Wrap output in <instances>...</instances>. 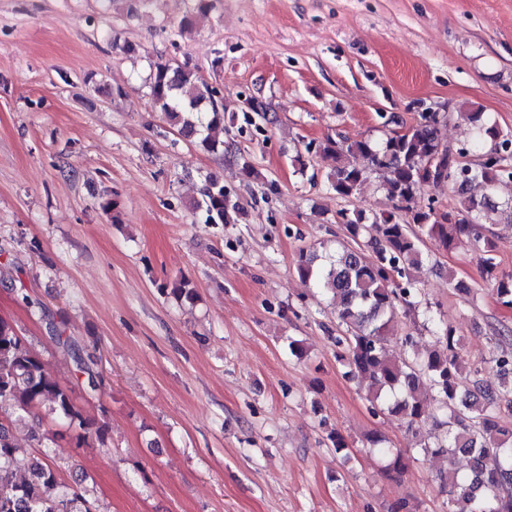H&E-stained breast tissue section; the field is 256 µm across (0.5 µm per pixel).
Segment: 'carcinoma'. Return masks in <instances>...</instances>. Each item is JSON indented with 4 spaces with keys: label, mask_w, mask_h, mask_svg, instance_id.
<instances>
[{
    "label": "carcinoma",
    "mask_w": 512,
    "mask_h": 512,
    "mask_svg": "<svg viewBox=\"0 0 512 512\" xmlns=\"http://www.w3.org/2000/svg\"><path fill=\"white\" fill-rule=\"evenodd\" d=\"M150 91L155 111L171 125L196 135L212 151L224 148V141L215 136L216 130L224 129V97L188 63L157 64ZM464 116L477 140L457 149L458 155L466 156L484 141L492 143L475 162L460 163L451 157L441 132L445 117L439 112L416 121L403 134L391 133L380 144L328 139L319 145L320 154L333 162L328 181L336 196L355 197L367 174L381 171V188L404 219L388 214L365 224L360 213L352 218L344 214L347 239L320 253L301 255L296 271L304 282L332 294L339 324L345 326L344 335L335 338L336 346L342 348L339 360L348 377L366 383L372 412L399 415L411 426L430 420L447 428L444 437L433 443L388 451L386 474L402 476L416 453L445 458L462 455L469 460L464 473L448 468L437 474L450 512H512V429L502 426L496 416L500 406L512 407V354L502 352L492 358L503 387L491 395L483 390L481 368H469L457 358L458 338L450 324L438 326L437 345L423 354L414 350L410 336L402 338L405 358L393 357L386 347L397 326L398 306L416 308L423 238L452 251L474 238L475 226L491 213H500L504 223L512 224V203L494 199L498 184L512 181V167L500 155L512 148V140L484 113L466 112ZM438 184L448 185L454 193L457 204L453 209L440 210L431 200L422 204L421 189ZM475 187L482 193H473ZM194 209L202 212L206 224H229L240 206L224 183L210 176ZM493 248L490 240L484 241L486 257L480 277L496 288L500 303L511 308L512 276L500 272ZM51 332L71 357L86 388L97 390L100 377L79 349L60 327L52 326ZM426 387L434 392L430 402L422 396ZM0 405L15 410V417L0 419V512H99L89 476L65 483L59 462L42 449L44 435L32 433V452L15 441L13 429L44 407L80 429V439L105 447L102 430H91L68 390L4 319H0Z\"/></svg>",
    "instance_id": "carcinoma-1"
}]
</instances>
